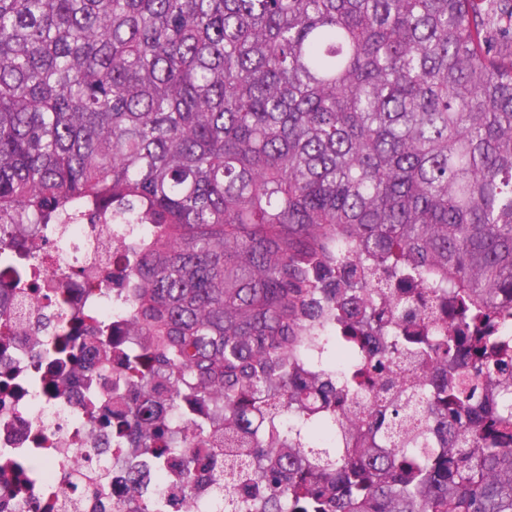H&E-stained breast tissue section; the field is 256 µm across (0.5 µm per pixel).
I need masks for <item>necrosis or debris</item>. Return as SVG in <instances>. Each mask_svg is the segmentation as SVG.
I'll use <instances>...</instances> for the list:
<instances>
[{
    "instance_id": "4bbe7bcc",
    "label": "necrosis or debris",
    "mask_w": 512,
    "mask_h": 512,
    "mask_svg": "<svg viewBox=\"0 0 512 512\" xmlns=\"http://www.w3.org/2000/svg\"><path fill=\"white\" fill-rule=\"evenodd\" d=\"M131 242L109 217L79 216L43 230L10 225L0 245V257L18 258L0 260V512H137L148 494L180 512L172 493L214 496L212 463L185 478L175 458L136 448L96 417L113 394H135L121 365L133 338L116 301Z\"/></svg>"
}]
</instances>
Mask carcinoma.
<instances>
[{
	"label": "carcinoma",
	"mask_w": 512,
	"mask_h": 512,
	"mask_svg": "<svg viewBox=\"0 0 512 512\" xmlns=\"http://www.w3.org/2000/svg\"><path fill=\"white\" fill-rule=\"evenodd\" d=\"M87 211L152 228L102 420L221 398L224 512H512V0H0V215ZM212 436L161 451L189 477Z\"/></svg>",
	"instance_id": "cac0c4a2"
}]
</instances>
